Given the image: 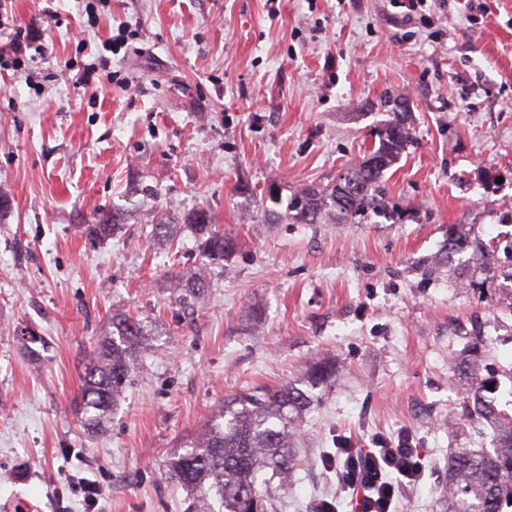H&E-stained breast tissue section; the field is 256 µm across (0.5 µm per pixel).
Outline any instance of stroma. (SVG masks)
<instances>
[{"label": "stroma", "mask_w": 512, "mask_h": 512, "mask_svg": "<svg viewBox=\"0 0 512 512\" xmlns=\"http://www.w3.org/2000/svg\"><path fill=\"white\" fill-rule=\"evenodd\" d=\"M86 2L0 0V45L15 25L52 45L38 86L0 71V512H186L169 474L186 437L225 398L300 385L323 361L336 377L309 391L276 512L335 497L324 460L341 443L405 430L425 476L400 512H440L451 453L491 445L451 381L474 340L512 413V266L454 253L429 269L449 225L512 234V0H427L411 22L400 0H107L93 28ZM92 62L99 78L74 83ZM398 98L413 143L385 180L412 218L264 223L265 188L332 183ZM115 208L130 213L120 236L90 245L79 225ZM196 209L236 249L189 316L169 279L199 265L195 237L161 249L149 232ZM117 309L149 350L91 435L82 378Z\"/></svg>", "instance_id": "1"}]
</instances>
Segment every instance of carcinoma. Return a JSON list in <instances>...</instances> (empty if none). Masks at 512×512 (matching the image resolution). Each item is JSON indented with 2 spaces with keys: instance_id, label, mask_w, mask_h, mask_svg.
Wrapping results in <instances>:
<instances>
[{
  "instance_id": "1",
  "label": "carcinoma",
  "mask_w": 512,
  "mask_h": 512,
  "mask_svg": "<svg viewBox=\"0 0 512 512\" xmlns=\"http://www.w3.org/2000/svg\"><path fill=\"white\" fill-rule=\"evenodd\" d=\"M376 146L361 161L341 171L333 183L307 186L288 198L261 200L268 221L286 224H398L406 211L389 196L385 171L412 142L405 114L372 133ZM125 213L119 210L87 224V240L95 245L115 236ZM181 222L195 234L202 257L188 276L170 277L180 307L193 314L210 279L209 266L228 258L235 241L214 223L211 214L197 209ZM454 252L471 251L478 260L491 245L473 238L461 225L449 229ZM147 349L142 321L127 312L112 313V335L90 352L83 378L81 420L86 430H102L116 407L135 361ZM310 398L288 385L271 392H241L224 401L201 430L184 443V452L170 461L171 477L197 495L189 512H272L276 492L294 474V437ZM464 405L493 424L494 448H458L448 459V491L442 512H501L512 501V415L485 401L479 384L465 389Z\"/></svg>"
}]
</instances>
